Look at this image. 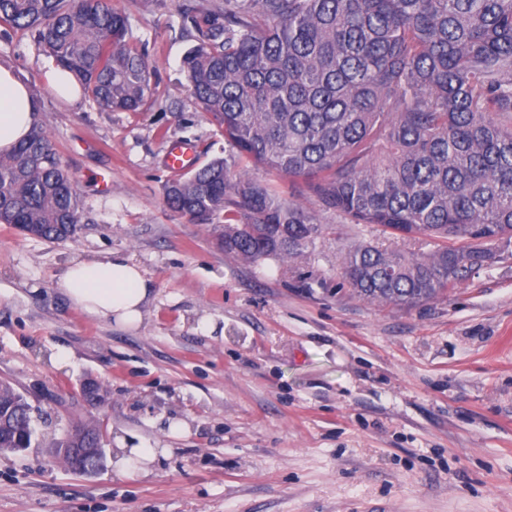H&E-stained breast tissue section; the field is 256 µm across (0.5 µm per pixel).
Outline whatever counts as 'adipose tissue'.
<instances>
[{"mask_svg":"<svg viewBox=\"0 0 512 512\" xmlns=\"http://www.w3.org/2000/svg\"><path fill=\"white\" fill-rule=\"evenodd\" d=\"M42 105L12 65L0 62V155L12 153L41 121ZM58 288L89 315L125 327L138 325L148 294L140 268L126 259L78 260L68 264Z\"/></svg>","mask_w":512,"mask_h":512,"instance_id":"1","label":"adipose tissue"}]
</instances>
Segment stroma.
Returning <instances> with one entry per match:
<instances>
[{
	"instance_id": "obj_1",
	"label": "stroma",
	"mask_w": 512,
	"mask_h": 512,
	"mask_svg": "<svg viewBox=\"0 0 512 512\" xmlns=\"http://www.w3.org/2000/svg\"><path fill=\"white\" fill-rule=\"evenodd\" d=\"M201 0H112L145 51L144 111L70 104L54 61L0 26V60L43 101L41 128L82 200L72 238L0 224V380L33 406L30 448L0 453V512H512V247L448 293L406 307L342 280L350 246L380 228L317 213L307 256L254 263L166 204V156L226 145L190 95L182 11ZM125 258L148 296L134 328L71 304L72 261ZM103 399L87 402L86 381ZM95 422L102 468L73 471L56 439ZM181 431H173V424ZM161 449L117 476L119 440Z\"/></svg>"
}]
</instances>
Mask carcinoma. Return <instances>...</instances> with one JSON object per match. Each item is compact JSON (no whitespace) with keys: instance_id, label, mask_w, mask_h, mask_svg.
I'll use <instances>...</instances> for the list:
<instances>
[{"instance_id":"cac0c4a2","label":"carcinoma","mask_w":512,"mask_h":512,"mask_svg":"<svg viewBox=\"0 0 512 512\" xmlns=\"http://www.w3.org/2000/svg\"><path fill=\"white\" fill-rule=\"evenodd\" d=\"M183 68L228 154L169 177L167 204L224 227V251L301 257L323 233L275 185L303 178L325 210L416 250L361 243L340 275L370 302L413 306L464 281L512 238V0H224L186 12ZM0 24L28 31L84 94L140 112L149 64L110 0H0ZM81 200L34 129L0 156V224L71 237ZM33 408L0 381V448H28Z\"/></svg>"}]
</instances>
